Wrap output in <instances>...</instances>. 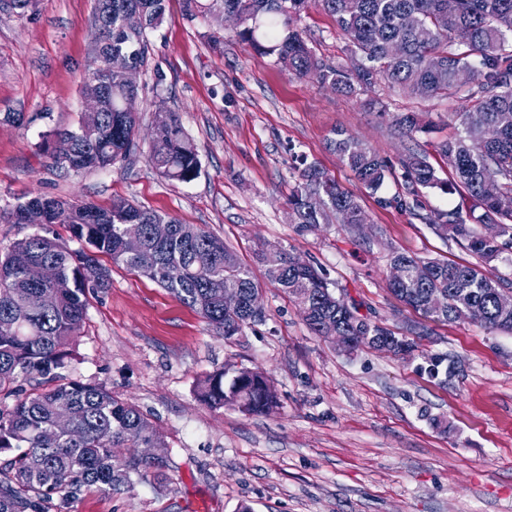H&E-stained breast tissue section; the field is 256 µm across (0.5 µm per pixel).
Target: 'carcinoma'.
<instances>
[{
  "instance_id": "carcinoma-1",
  "label": "carcinoma",
  "mask_w": 512,
  "mask_h": 512,
  "mask_svg": "<svg viewBox=\"0 0 512 512\" xmlns=\"http://www.w3.org/2000/svg\"><path fill=\"white\" fill-rule=\"evenodd\" d=\"M188 16L235 13L243 28L239 35L249 49L273 56L288 73L308 77L345 92L370 91L384 80L422 99L467 94L475 104L454 114L458 132L434 145L448 164L452 179L436 174L425 146L415 135L425 130L415 113L392 116L391 129L413 141L399 159L402 193L393 198L399 207L463 243L483 262L490 263L512 249V0H185ZM329 14L349 46V62L333 64L317 58L292 17L310 6ZM165 0H97L95 43L103 49L89 72L104 86L100 124L53 133V164L69 171L106 168L137 149L138 117L124 101L138 94L120 68L107 70L106 55L128 66H147L146 31L161 22ZM138 16L142 25L126 30L122 21ZM156 135L150 159L158 172L177 183L194 180L200 171L197 149L172 112L155 113ZM330 148L345 161L357 179L376 192L384 184L388 165L370 146L344 131L336 132ZM301 183L289 205L303 231H314L331 219L352 226L367 222L356 196L341 188L315 165L302 169ZM457 192L467 201L437 216L416 209L420 190ZM322 194L325 203L311 202ZM50 206L49 223L65 224L72 237L86 244L73 250L54 237L35 234L17 241L0 258V393L15 397L12 407L0 409V512H62L87 489L131 492L150 480L167 490L169 459H147L142 448H164L159 429L135 405L112 394L100 383L79 381L53 384L54 370L75 356L77 331L89 305V286L80 267L106 256L115 264L149 278L180 302L196 310L224 333L238 339L244 329L263 321L250 308L224 312V286L238 285L246 302L259 295L250 268L219 237L196 224L142 209L119 199L102 208L91 202L73 203L38 196ZM143 226V247L129 256L121 244L124 225ZM485 224L500 227L497 238L481 231ZM291 253L269 246L257 254L268 280L293 299L311 331L323 335L328 324L353 337V349H376V338L388 340L395 356L414 355V340L362 316L353 303L336 296L323 274L310 265L299 270ZM391 259L409 265L417 281L388 288L406 305L427 311L429 299L440 294L448 310L440 322L459 319L471 302V322L490 331L512 332V315L503 317L497 302L512 290L473 265L447 260H423L394 251ZM48 268L42 280L28 277V266ZM184 268L174 283L165 270ZM57 299L50 308L40 304L47 289ZM41 380L42 388L21 393L17 383ZM265 374L248 367L226 365L196 386L197 397L215 408L247 414H266L278 405L277 396L263 389Z\"/></svg>"
}]
</instances>
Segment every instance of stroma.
<instances>
[{
    "label": "stroma",
    "instance_id": "obj_1",
    "mask_svg": "<svg viewBox=\"0 0 512 512\" xmlns=\"http://www.w3.org/2000/svg\"><path fill=\"white\" fill-rule=\"evenodd\" d=\"M95 0H35L0 16V210L37 194L108 207L125 199L204 226L247 264L263 322L225 341L165 288L121 265L91 297L76 357L62 381L105 385L151 415L165 434L170 489L84 492L71 512H512V334L451 323L407 307L388 286L392 251L481 265L512 285V251L480 264L393 201L406 141L395 112H419L418 139L453 136L462 95L424 100L380 83L348 96L284 71L241 42L240 25L187 18L168 0L148 30L138 80V149L131 160L80 173L53 166L50 132L76 127L94 56ZM318 57L347 62L336 23L311 8L294 17ZM175 113L201 162L174 184L150 160L156 111ZM372 146L391 168L367 190L329 147L337 131ZM314 164L357 196L368 216L303 232L288 204L302 165ZM279 245L322 269L336 295L419 350L402 360L367 348L347 354L311 333L298 307L268 281L257 252ZM453 366L431 377L432 360ZM262 369L279 405L262 415L212 408L195 392L224 365Z\"/></svg>",
    "mask_w": 512,
    "mask_h": 512
}]
</instances>
